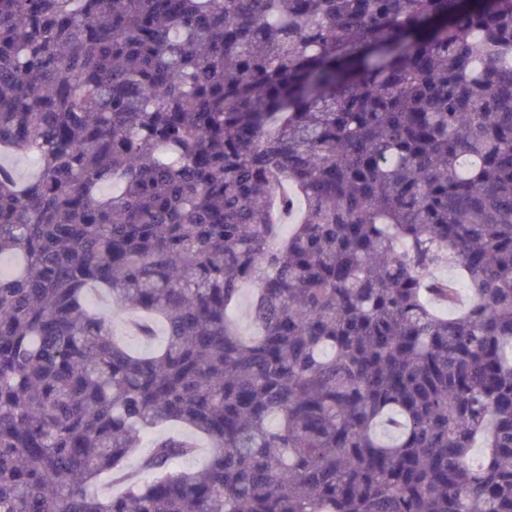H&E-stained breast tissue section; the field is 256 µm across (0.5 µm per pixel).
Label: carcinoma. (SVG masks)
Listing matches in <instances>:
<instances>
[{"mask_svg": "<svg viewBox=\"0 0 512 512\" xmlns=\"http://www.w3.org/2000/svg\"><path fill=\"white\" fill-rule=\"evenodd\" d=\"M0 147V512H512V0H0ZM243 288L242 296L232 315L243 336H254L257 333V328L249 318V303L253 291L252 287L248 285Z\"/></svg>", "mask_w": 512, "mask_h": 512, "instance_id": "1", "label": "carcinoma"}]
</instances>
